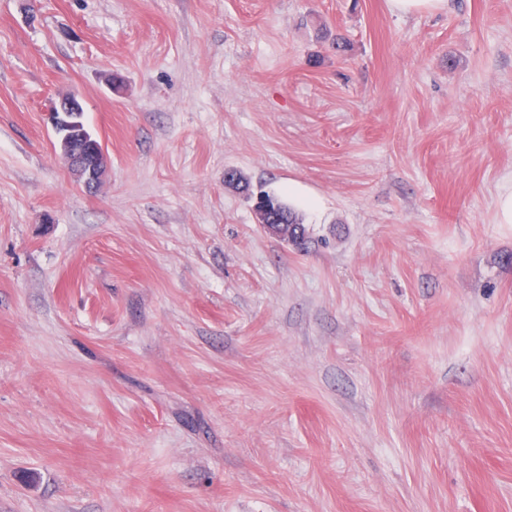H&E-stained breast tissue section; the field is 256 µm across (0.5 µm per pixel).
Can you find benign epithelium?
<instances>
[{"mask_svg":"<svg viewBox=\"0 0 512 512\" xmlns=\"http://www.w3.org/2000/svg\"><path fill=\"white\" fill-rule=\"evenodd\" d=\"M48 119L70 169L80 176L87 190L95 189L104 174L107 153L102 147L88 149L94 136L86 127L84 109L78 95L70 92L52 101ZM253 211L257 223L267 234L290 243H298L303 238L302 225L287 224L268 208L255 206Z\"/></svg>","mask_w":512,"mask_h":512,"instance_id":"obj_1","label":"benign epithelium"}]
</instances>
